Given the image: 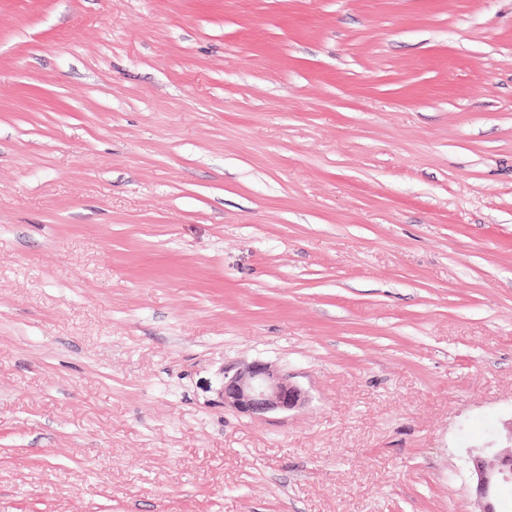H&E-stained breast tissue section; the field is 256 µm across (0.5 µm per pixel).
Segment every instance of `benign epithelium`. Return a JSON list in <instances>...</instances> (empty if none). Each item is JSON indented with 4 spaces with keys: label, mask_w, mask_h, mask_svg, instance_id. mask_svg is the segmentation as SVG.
<instances>
[{
    "label": "benign epithelium",
    "mask_w": 512,
    "mask_h": 512,
    "mask_svg": "<svg viewBox=\"0 0 512 512\" xmlns=\"http://www.w3.org/2000/svg\"><path fill=\"white\" fill-rule=\"evenodd\" d=\"M224 405L245 415L289 411L305 401L304 392L272 365L254 362L233 373L224 372ZM478 496L485 500L481 512H497L491 494L512 487V450L471 455Z\"/></svg>",
    "instance_id": "1"
}]
</instances>
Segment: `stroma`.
Returning a JSON list of instances; mask_svg holds the SVG:
<instances>
[{
  "label": "stroma",
  "instance_id": "35a3bbf8",
  "mask_svg": "<svg viewBox=\"0 0 512 512\" xmlns=\"http://www.w3.org/2000/svg\"><path fill=\"white\" fill-rule=\"evenodd\" d=\"M509 421L512 0H0V512H480ZM223 396L225 406L245 415L286 412L305 401L288 376L259 361L232 374L224 371ZM486 449L471 455L476 492L480 499L485 500L480 512H501L488 499L492 493L512 487V450L489 452Z\"/></svg>",
  "mask_w": 512,
  "mask_h": 512
}]
</instances>
